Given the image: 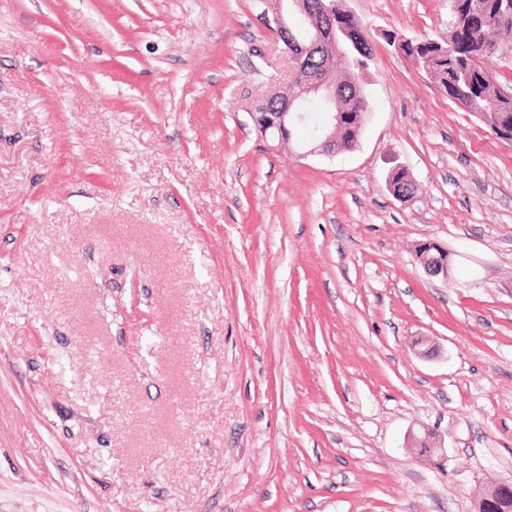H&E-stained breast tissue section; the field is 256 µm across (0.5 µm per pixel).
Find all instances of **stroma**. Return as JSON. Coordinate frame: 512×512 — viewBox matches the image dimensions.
I'll return each mask as SVG.
<instances>
[{"label": "stroma", "instance_id": "1", "mask_svg": "<svg viewBox=\"0 0 512 512\" xmlns=\"http://www.w3.org/2000/svg\"><path fill=\"white\" fill-rule=\"evenodd\" d=\"M344 5L370 111L300 158L252 119L291 79L260 0H0V512H474L512 481V138L388 39L447 40L448 0ZM416 257L429 274L447 277L450 266L448 249L436 242H424L418 245Z\"/></svg>", "mask_w": 512, "mask_h": 512}]
</instances>
